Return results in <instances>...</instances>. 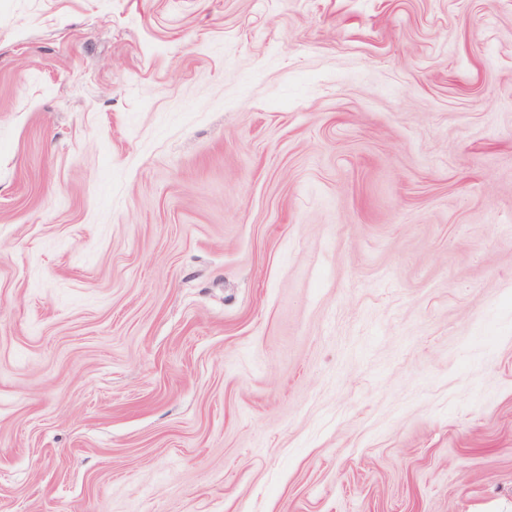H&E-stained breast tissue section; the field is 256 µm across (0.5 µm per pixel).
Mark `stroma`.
<instances>
[{"mask_svg":"<svg viewBox=\"0 0 512 512\" xmlns=\"http://www.w3.org/2000/svg\"><path fill=\"white\" fill-rule=\"evenodd\" d=\"M0 512H512V0H0Z\"/></svg>","mask_w":512,"mask_h":512,"instance_id":"35a3bbf8","label":"stroma"}]
</instances>
